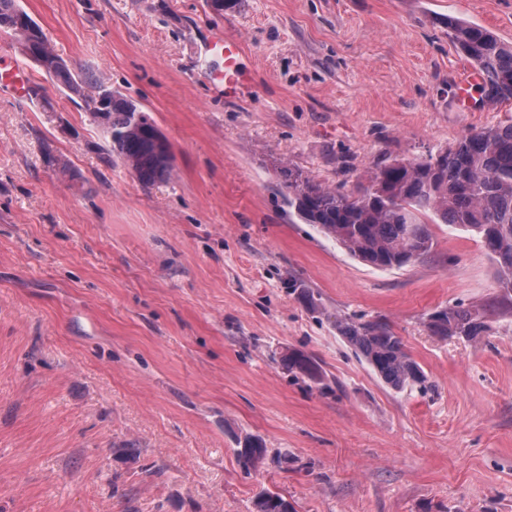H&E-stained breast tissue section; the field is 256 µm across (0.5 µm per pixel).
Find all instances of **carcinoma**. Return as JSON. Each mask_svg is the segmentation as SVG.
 Instances as JSON below:
<instances>
[{
	"label": "carcinoma",
	"instance_id": "cac0c4a2",
	"mask_svg": "<svg viewBox=\"0 0 512 512\" xmlns=\"http://www.w3.org/2000/svg\"><path fill=\"white\" fill-rule=\"evenodd\" d=\"M21 11L19 0H0V31L15 39L22 54L85 107L106 96L107 155L146 186L168 180L173 173L171 151L160 150L152 140L153 120L142 106L112 89L104 78L75 71L45 35L19 29ZM448 34L456 49L481 71L486 101L511 100L512 45L451 16ZM280 177L289 212L366 265L401 268L424 257L433 247L431 223L474 233L496 261L500 287L512 302V125L476 129L455 146L424 159L378 165L370 172L368 186L357 193L325 186L288 167L280 168ZM486 317L483 305H457L428 316L426 327L435 336L472 341L488 331ZM336 329L352 353L392 389L430 388L420 365L386 324L339 318ZM279 364L297 380L307 379L324 393L332 390L313 357L300 349L288 350ZM237 445V459L247 470L258 468L267 457L268 448L256 436L247 435ZM253 512L296 509L288 497L268 490L257 495Z\"/></svg>",
	"mask_w": 512,
	"mask_h": 512
}]
</instances>
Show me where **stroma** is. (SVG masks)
I'll list each match as a JSON object with an SVG mask.
<instances>
[{
	"instance_id": "obj_1",
	"label": "stroma",
	"mask_w": 512,
	"mask_h": 512,
	"mask_svg": "<svg viewBox=\"0 0 512 512\" xmlns=\"http://www.w3.org/2000/svg\"><path fill=\"white\" fill-rule=\"evenodd\" d=\"M58 54L140 103L171 180L106 160L83 103L41 70L53 111L0 88V512H512V314L475 341L430 313L500 293L474 234L431 227L402 268L350 257L289 218L281 165L333 187L416 160L512 100L459 103L456 17L512 44V0H19ZM239 41L246 97L208 80ZM321 297L306 307L289 279ZM387 323L431 392L396 391L332 323ZM312 355L323 394L276 362ZM290 456L239 466V437ZM254 512H296L294 504L279 492L266 491L253 501Z\"/></svg>"
}]
</instances>
